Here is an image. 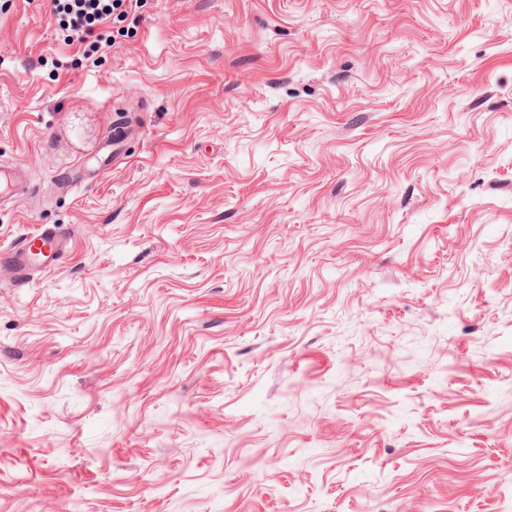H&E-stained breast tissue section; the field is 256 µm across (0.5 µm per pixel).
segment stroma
Masks as SVG:
<instances>
[{
	"label": "stroma",
	"instance_id": "obj_1",
	"mask_svg": "<svg viewBox=\"0 0 512 512\" xmlns=\"http://www.w3.org/2000/svg\"><path fill=\"white\" fill-rule=\"evenodd\" d=\"M0 0V512H512V0ZM143 0H51V16L62 33L66 45H83L95 32L96 40L90 45L94 51L111 43L108 29L112 21L122 18L128 9ZM27 179L26 173L20 169L0 166V199H6ZM66 238L48 228L33 237H26L10 254L9 263L17 271L27 272L36 266L40 271L56 265L66 247Z\"/></svg>",
	"mask_w": 512,
	"mask_h": 512
}]
</instances>
